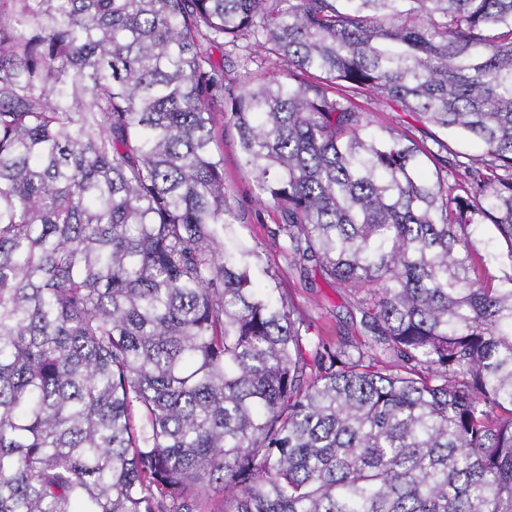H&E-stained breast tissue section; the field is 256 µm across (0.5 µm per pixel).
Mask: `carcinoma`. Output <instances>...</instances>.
<instances>
[{
	"label": "carcinoma",
	"mask_w": 512,
	"mask_h": 512,
	"mask_svg": "<svg viewBox=\"0 0 512 512\" xmlns=\"http://www.w3.org/2000/svg\"><path fill=\"white\" fill-rule=\"evenodd\" d=\"M375 97L475 151L371 129ZM226 100L283 252L369 339L311 335L228 243ZM494 262L512 0H0V512H512ZM224 58V68L232 76H235L241 84H253L273 77L283 78V67L275 63L274 60L265 59V61H262L260 57L255 55V57L245 62L242 57L235 54H230Z\"/></svg>",
	"instance_id": "1"
}]
</instances>
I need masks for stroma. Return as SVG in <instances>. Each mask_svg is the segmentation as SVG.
Listing matches in <instances>:
<instances>
[{
  "instance_id": "35a3bbf8",
  "label": "stroma",
  "mask_w": 512,
  "mask_h": 512,
  "mask_svg": "<svg viewBox=\"0 0 512 512\" xmlns=\"http://www.w3.org/2000/svg\"><path fill=\"white\" fill-rule=\"evenodd\" d=\"M368 119L376 128L396 132L408 129L424 141L430 136L429 127L417 122L412 114L402 111L395 103L381 98L370 105ZM224 182L239 214L234 226L237 238L257 249L260 268L276 275L312 327L317 329L329 324L340 335L365 337L361 314L345 288L324 279L320 273H304L289 263L280 239L273 235L280 221L279 214L269 204L258 202L254 184L242 167L237 133L229 125L224 128Z\"/></svg>"
}]
</instances>
